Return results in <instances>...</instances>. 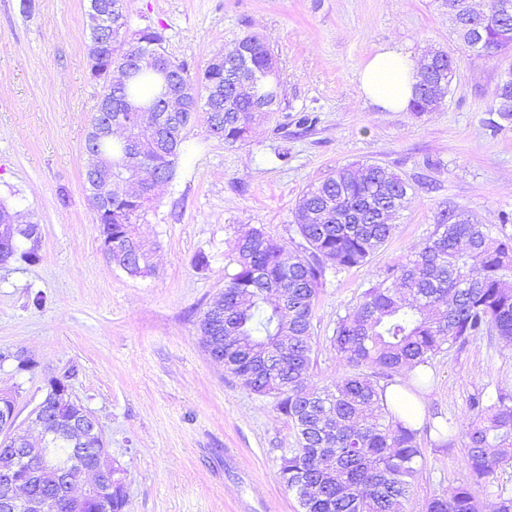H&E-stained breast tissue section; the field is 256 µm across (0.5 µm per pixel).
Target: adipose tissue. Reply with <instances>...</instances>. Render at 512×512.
<instances>
[{
  "label": "adipose tissue",
  "mask_w": 512,
  "mask_h": 512,
  "mask_svg": "<svg viewBox=\"0 0 512 512\" xmlns=\"http://www.w3.org/2000/svg\"><path fill=\"white\" fill-rule=\"evenodd\" d=\"M360 90L375 106L398 112L408 107L416 83V64L401 46L383 44L376 48L359 70ZM414 374L405 372L385 390L389 407L395 408L401 420L411 424L421 413L423 400L414 395Z\"/></svg>",
  "instance_id": "obj_1"
}]
</instances>
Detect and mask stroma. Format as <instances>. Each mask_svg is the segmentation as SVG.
Wrapping results in <instances>:
<instances>
[{
  "mask_svg": "<svg viewBox=\"0 0 512 512\" xmlns=\"http://www.w3.org/2000/svg\"><path fill=\"white\" fill-rule=\"evenodd\" d=\"M87 5L34 0L26 12L21 0H0V201L42 231L35 260L0 265V391L13 394L22 425L49 380L63 379L125 471L123 512H300L278 476L282 449L295 445L291 422L201 340V316L236 268L235 242L261 226L296 248L297 199L340 165L378 164L409 184L392 240L363 266L327 270L314 310L308 387L352 373L330 341L338 317L426 242L441 213L465 209L485 224L512 215V122L491 110L512 53L464 49L439 0H130L133 28L162 32L167 55L192 73L237 37L259 35L284 89L281 111L244 144L188 130L172 182L132 227L153 250V270L131 277L107 262L83 187L100 91ZM388 41L416 61L455 57L439 110L387 112L363 96L358 69ZM304 111L318 118L306 131L295 125ZM505 348L480 336L427 364L423 463L406 512L468 478L473 397L512 393ZM447 421L444 439L435 428Z\"/></svg>",
  "mask_w": 512,
  "mask_h": 512,
  "instance_id": "stroma-1",
  "label": "stroma"
}]
</instances>
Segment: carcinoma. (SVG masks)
I'll use <instances>...</instances> for the list:
<instances>
[{
    "label": "carcinoma",
    "instance_id": "1",
    "mask_svg": "<svg viewBox=\"0 0 512 512\" xmlns=\"http://www.w3.org/2000/svg\"><path fill=\"white\" fill-rule=\"evenodd\" d=\"M128 0H112V50L98 60L123 80L100 79L98 100L112 103V121L128 118L125 108L155 109L162 116L159 138L146 164L173 179L186 153L185 131L200 121L208 135L221 124L224 144H242L256 122L279 110L283 88L277 61L257 35L236 39L245 59L224 54L221 65L208 63L190 75L169 57L164 37L146 26L130 30ZM478 33L451 25L469 49L487 56L512 44V0H487ZM145 50L151 68H129L130 57ZM234 76L251 86V94L208 100L212 85ZM419 81L410 103L428 112L433 95L449 86V68L418 67ZM191 102L186 112L164 113L175 91ZM137 134L103 139L100 150L112 158V179L129 174L124 159ZM409 184L386 168L349 163L307 188L293 209L302 239L287 250L261 227L236 242V270L224 285V315L215 322L204 311L199 329L205 347L224 353V370L245 381L257 395H273L277 410L291 420L296 447L283 450L279 476L295 494L301 512H403L422 462L418 430L384 404V388L361 373L336 379L331 387L307 389L311 366L312 319L326 269L358 267L393 236V215L409 202ZM153 200L112 193V223L97 224L103 242L123 248L129 226L145 216ZM18 238L32 259L41 240L40 225H20ZM512 342V238L493 235L466 210L441 215L433 235L383 280L367 288L360 303L338 318L332 343L353 366L377 367L391 377L423 365L444 346L478 336ZM476 421L467 433L470 480L436 495L424 512H479L473 486L488 482L497 467L512 462V395L496 392L472 399ZM88 433L75 444L58 429L44 443L47 470L30 478L31 492L61 502L66 512L67 483L77 470L80 449L99 448Z\"/></svg>",
    "mask_w": 512,
    "mask_h": 512
}]
</instances>
